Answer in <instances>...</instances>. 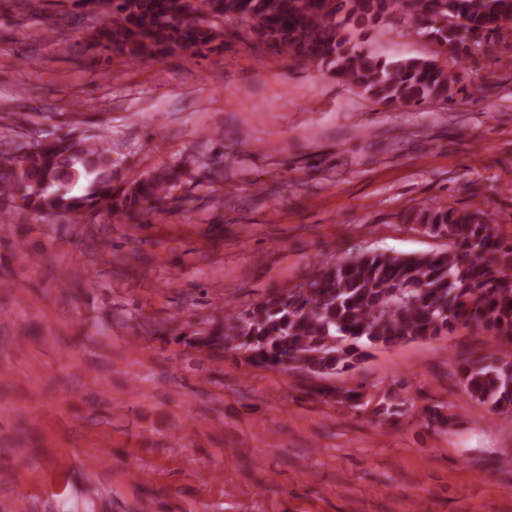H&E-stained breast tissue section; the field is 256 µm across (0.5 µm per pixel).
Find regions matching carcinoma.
<instances>
[{"label":"carcinoma","instance_id":"cac0c4a2","mask_svg":"<svg viewBox=\"0 0 512 512\" xmlns=\"http://www.w3.org/2000/svg\"><path fill=\"white\" fill-rule=\"evenodd\" d=\"M101 26L82 42L94 64L114 56L155 63L222 49L239 29L255 46L308 60L368 98L393 108L446 103L455 94L458 59L512 30V0H105ZM416 20L438 51L388 60L369 34L394 18ZM451 53L448 59L443 53ZM0 150V206L42 219L121 210L168 197L180 171L121 192L114 187L110 143L97 136L11 141ZM415 220L448 240V249L398 255L368 251L319 265L304 286L224 316L223 342L254 367L323 376L356 367L368 347L447 336L458 329L491 336L496 349L460 353L470 396L494 412L512 411V242L479 208L422 206Z\"/></svg>","mask_w":512,"mask_h":512}]
</instances>
